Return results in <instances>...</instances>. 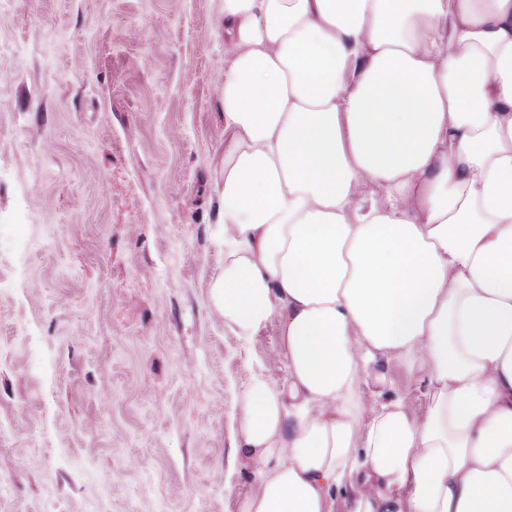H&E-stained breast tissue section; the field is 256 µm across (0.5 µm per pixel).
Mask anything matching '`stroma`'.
I'll list each match as a JSON object with an SVG mask.
<instances>
[{
	"label": "stroma",
	"mask_w": 512,
	"mask_h": 512,
	"mask_svg": "<svg viewBox=\"0 0 512 512\" xmlns=\"http://www.w3.org/2000/svg\"><path fill=\"white\" fill-rule=\"evenodd\" d=\"M224 0H0V512H239L232 415L282 384L224 264ZM365 395L427 411L420 362Z\"/></svg>",
	"instance_id": "35a3bbf8"
}]
</instances>
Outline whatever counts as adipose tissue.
<instances>
[{
	"label": "adipose tissue",
	"mask_w": 512,
	"mask_h": 512,
	"mask_svg": "<svg viewBox=\"0 0 512 512\" xmlns=\"http://www.w3.org/2000/svg\"><path fill=\"white\" fill-rule=\"evenodd\" d=\"M224 33L209 298L286 368L236 403L240 512H512V0H224ZM394 359L424 418L363 395Z\"/></svg>",
	"instance_id": "obj_1"
}]
</instances>
